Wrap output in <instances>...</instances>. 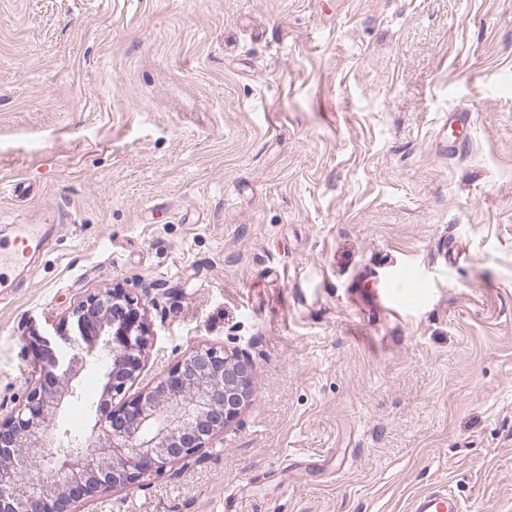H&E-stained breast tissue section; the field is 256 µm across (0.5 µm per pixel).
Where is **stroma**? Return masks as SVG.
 I'll use <instances>...</instances> for the list:
<instances>
[{
	"label": "stroma",
	"instance_id": "obj_1",
	"mask_svg": "<svg viewBox=\"0 0 512 512\" xmlns=\"http://www.w3.org/2000/svg\"><path fill=\"white\" fill-rule=\"evenodd\" d=\"M14 183L0 238L54 231L0 294L1 409L114 288L145 327L128 397L252 358L212 447L74 512H408L436 484L512 512V0H0Z\"/></svg>",
	"mask_w": 512,
	"mask_h": 512
}]
</instances>
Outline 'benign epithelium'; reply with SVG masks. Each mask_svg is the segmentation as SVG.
<instances>
[{
	"label": "benign epithelium",
	"mask_w": 512,
	"mask_h": 512,
	"mask_svg": "<svg viewBox=\"0 0 512 512\" xmlns=\"http://www.w3.org/2000/svg\"><path fill=\"white\" fill-rule=\"evenodd\" d=\"M144 336L137 301L119 288L73 308L51 337L35 338L40 380L25 403L0 415V512H71L102 484L133 489L224 432L251 400L248 352L200 348L131 401L128 384L141 370ZM112 360L94 406L92 443L65 451L52 437L63 406L76 396L81 371L99 355ZM50 456L51 481L17 476L22 458Z\"/></svg>",
	"instance_id": "7a95c632"
}]
</instances>
